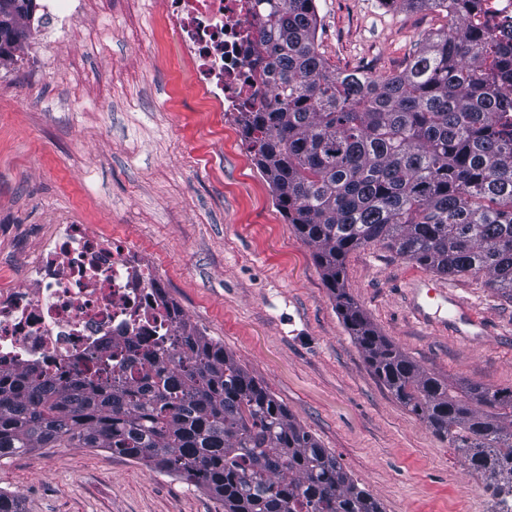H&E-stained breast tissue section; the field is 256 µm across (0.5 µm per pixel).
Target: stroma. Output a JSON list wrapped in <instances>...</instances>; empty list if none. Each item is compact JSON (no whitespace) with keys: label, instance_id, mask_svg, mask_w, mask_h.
Listing matches in <instances>:
<instances>
[{"label":"stroma","instance_id":"35a3bbf8","mask_svg":"<svg viewBox=\"0 0 512 512\" xmlns=\"http://www.w3.org/2000/svg\"><path fill=\"white\" fill-rule=\"evenodd\" d=\"M31 35L0 66V280L22 285L19 225H123L165 259L182 315L221 343L328 448L383 512H512L447 441L374 376L313 251L275 206L233 129L201 111L179 67L167 0H86L74 32L36 0ZM317 43L336 69H402L444 13L317 0ZM449 300L429 303L425 281ZM347 293L381 333L448 382L512 389V302L390 252L349 253ZM423 309L430 321L417 319ZM23 512H224L202 488L103 448L0 460Z\"/></svg>","mask_w":512,"mask_h":512}]
</instances>
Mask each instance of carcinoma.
I'll return each instance as SVG.
<instances>
[{"mask_svg":"<svg viewBox=\"0 0 512 512\" xmlns=\"http://www.w3.org/2000/svg\"><path fill=\"white\" fill-rule=\"evenodd\" d=\"M397 1L447 13L448 27L379 79L328 64L316 0H256V49L273 78L268 99L240 113L242 134L376 377L472 473L512 496V390L423 370L344 286L346 256L380 246L439 275L481 276L512 301V97L501 90L512 81V33H491L488 0L380 3ZM19 2L0 65L29 36L32 0ZM170 310V364L148 356L66 378L0 365V459L67 442L175 474L224 512H383L224 346Z\"/></svg>","mask_w":512,"mask_h":512,"instance_id":"1","label":"carcinoma"}]
</instances>
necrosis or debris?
Listing matches in <instances>:
<instances>
[{"instance_id":"necrosis-or-debris-1","label":"necrosis or debris","mask_w":512,"mask_h":512,"mask_svg":"<svg viewBox=\"0 0 512 512\" xmlns=\"http://www.w3.org/2000/svg\"><path fill=\"white\" fill-rule=\"evenodd\" d=\"M165 25L208 112L252 111L267 92L253 47V0H168ZM160 260L120 229L57 224L25 260V284L0 285V363L48 376L117 367L170 349L176 324L156 291Z\"/></svg>"}]
</instances>
